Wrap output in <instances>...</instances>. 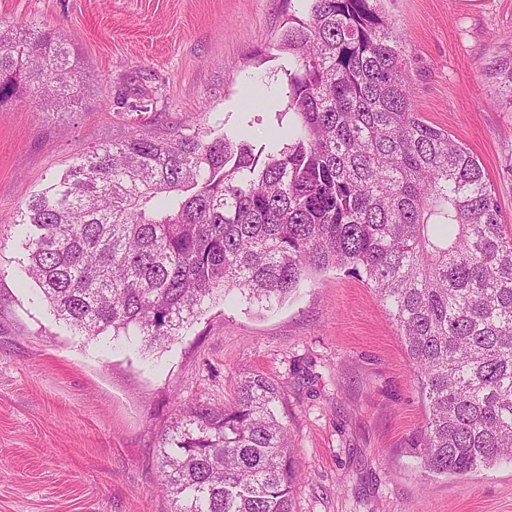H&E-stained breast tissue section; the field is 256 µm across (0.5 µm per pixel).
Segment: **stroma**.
<instances>
[{"label":"stroma","mask_w":512,"mask_h":512,"mask_svg":"<svg viewBox=\"0 0 512 512\" xmlns=\"http://www.w3.org/2000/svg\"><path fill=\"white\" fill-rule=\"evenodd\" d=\"M409 52L416 111L480 161L512 227V0H384ZM287 0H0V22L70 37L84 74L69 109L0 106V512H172L161 436L178 410L224 407L244 376L282 388L301 480L293 512H512V464L423 477L425 408L398 332L364 279L331 269L266 308L208 303L169 344L82 335L24 270L12 219L77 147L138 129L245 128L285 111Z\"/></svg>","instance_id":"1"}]
</instances>
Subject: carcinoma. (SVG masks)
<instances>
[{
  "mask_svg": "<svg viewBox=\"0 0 512 512\" xmlns=\"http://www.w3.org/2000/svg\"><path fill=\"white\" fill-rule=\"evenodd\" d=\"M288 129L79 148L17 211L25 272L57 320L162 346L231 294L285 301L329 269L365 279L395 323L426 419L430 475L512 461V229L480 162L412 103L407 48L382 0H300ZM27 87L69 108L81 67L62 34L0 26V105ZM260 374L230 407L179 414L160 448L174 512H292L300 472Z\"/></svg>",
  "mask_w": 512,
  "mask_h": 512,
  "instance_id": "cac0c4a2",
  "label": "carcinoma"
}]
</instances>
